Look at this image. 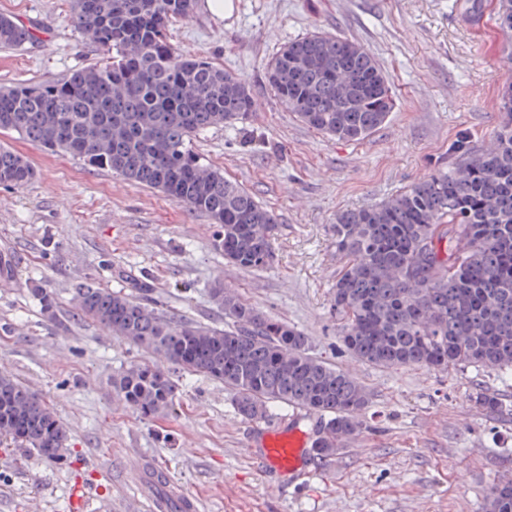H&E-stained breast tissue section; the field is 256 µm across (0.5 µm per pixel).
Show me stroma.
Listing matches in <instances>:
<instances>
[{"mask_svg": "<svg viewBox=\"0 0 512 512\" xmlns=\"http://www.w3.org/2000/svg\"><path fill=\"white\" fill-rule=\"evenodd\" d=\"M495 0L480 18L456 0H233L224 19L204 5L170 27V42L243 78L252 110L235 127L201 132L204 162L248 189L278 218L275 259L236 268L216 225L163 193L111 171L0 133L34 170L21 188L0 185V372L38 393L67 433L62 459L0 439V512H154L155 496H196V512H482L489 489L512 481V379L496 370L379 368L344 348L331 310L340 260L338 211L370 206L453 158L477 150L499 123L512 51ZM73 0H0V15L34 26L37 40L0 48V87L56 79L102 61L71 24ZM358 41L389 75L395 107L357 142L308 128L274 97L264 64L313 29ZM264 313L309 336L312 350L349 370L369 405L336 455L309 458L295 479L263 468L258 428L314 430L315 415L273 409L254 422L223 383L174 376L169 414L145 417L112 393L113 374L156 355L79 317L82 282L126 290L147 282L151 306L223 328L216 279ZM57 302L46 318L33 289ZM497 397L489 410L480 396Z\"/></svg>", "mask_w": 512, "mask_h": 512, "instance_id": "stroma-1", "label": "stroma"}]
</instances>
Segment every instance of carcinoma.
Masks as SVG:
<instances>
[{"label":"carcinoma","instance_id":"obj_1","mask_svg":"<svg viewBox=\"0 0 512 512\" xmlns=\"http://www.w3.org/2000/svg\"><path fill=\"white\" fill-rule=\"evenodd\" d=\"M195 0H74V29L107 59L62 78L0 88V130L150 186L207 216L224 234L215 248L244 269L274 261V215L224 172L202 162L193 142L232 126L251 110L236 74L168 40L169 23ZM498 28L512 37V0H496ZM34 30L0 16V47L21 49ZM274 95L308 127L342 141L381 128L395 101L390 77L362 45L312 31L282 46L265 66ZM504 121L481 150L457 146L460 160L439 167L380 204L336 213L332 244L344 266L331 307L356 359L385 368L512 370V84L499 97ZM29 162L0 145V185L22 187ZM81 315L167 363L220 380L239 414L270 406L303 408L319 419L313 452L336 454L368 407L347 370L311 352L308 337L274 319L223 283L213 297L229 320L214 329L144 299L82 283ZM112 389L145 416L168 412L169 371L134 364ZM0 436L57 458L65 432L36 394L0 376ZM485 512H512V484L493 488Z\"/></svg>","mask_w":512,"mask_h":512}]
</instances>
